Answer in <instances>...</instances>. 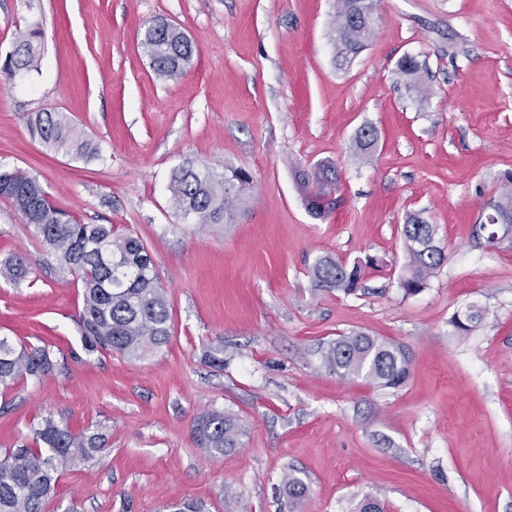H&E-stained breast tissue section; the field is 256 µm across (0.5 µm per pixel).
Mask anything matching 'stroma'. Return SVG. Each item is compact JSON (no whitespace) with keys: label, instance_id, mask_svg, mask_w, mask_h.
<instances>
[{"label":"stroma","instance_id":"obj_1","mask_svg":"<svg viewBox=\"0 0 512 512\" xmlns=\"http://www.w3.org/2000/svg\"><path fill=\"white\" fill-rule=\"evenodd\" d=\"M376 34L341 63L336 0H0V56L38 26V67L0 79V169L37 178L85 224H111L150 252L171 312L157 353H86L82 290L51 266L32 227L0 197V338L50 345L57 369L0 387V451L44 415L74 431L102 427L94 461L62 468L46 512H349L365 495L386 512H512V247L474 227L512 173V0H378ZM166 20L194 47L180 78H159L143 47ZM420 64L426 99L396 73ZM64 112L103 155L48 149L29 127ZM365 125L371 156L353 140ZM252 176L233 224L174 210L186 163ZM340 174L325 217L306 208L297 172ZM437 227L445 260L414 295L400 286L401 226ZM333 254L375 258L346 296L315 290L309 269ZM485 311L470 333L451 320ZM362 331L412 357L409 379L381 389L321 362L337 336ZM224 365L212 366L211 346ZM230 411L242 446L214 459L196 419ZM296 472L308 487L289 505Z\"/></svg>","mask_w":512,"mask_h":512}]
</instances>
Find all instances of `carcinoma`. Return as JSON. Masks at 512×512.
I'll return each mask as SVG.
<instances>
[{"label": "carcinoma", "mask_w": 512, "mask_h": 512, "mask_svg": "<svg viewBox=\"0 0 512 512\" xmlns=\"http://www.w3.org/2000/svg\"><path fill=\"white\" fill-rule=\"evenodd\" d=\"M351 0H339L332 33L345 56L360 53L374 30L360 31L351 20ZM37 27L17 32L12 51L6 55L0 76L13 79L34 67ZM144 49L156 74L163 78L181 76L191 64L193 47L176 27H148ZM420 65L404 56L397 62V73L407 88H417ZM33 131L46 147L79 158H99L100 150L82 137L64 112H39ZM374 127L365 125L354 144L362 154L377 145ZM304 200L310 213L323 217L335 206L328 196L337 190L335 166L318 164L299 172ZM252 183L242 168L220 176L207 167L187 163L173 171L168 191L174 209L197 224H233L241 210L243 195ZM0 196L9 199L44 245L48 256L67 271L83 288L82 308L77 315L81 342L89 353L116 352L130 359H141L165 346L170 339V312L153 259L144 243L132 235H120L111 224H82L56 208L39 181L21 172L0 171ZM502 224L512 228V173L504 177L498 198L489 202ZM401 234L407 258L401 288L415 294L445 260L436 226L418 214L402 225ZM365 262L342 263L331 254L316 259L310 268L312 286L321 291L351 295L360 288ZM484 311L471 305L453 319L454 327L468 332L484 319ZM324 366L341 379L362 378L381 388H397L411 372L409 353L400 345L362 332L343 335L327 344L322 352ZM58 361L50 346L13 347L0 338V386L20 380L40 381L55 371ZM32 442L9 448L0 454V512H45L47 501L56 492L60 468L89 463L106 446L102 430L75 434L68 424L47 414L31 426ZM245 422L230 412L211 411L201 415L193 428L197 447L213 457H222L241 446ZM288 500L296 503L307 492L304 481L294 473L283 480ZM352 512H385L384 502L374 495L358 501Z\"/></svg>", "instance_id": "obj_1"}]
</instances>
